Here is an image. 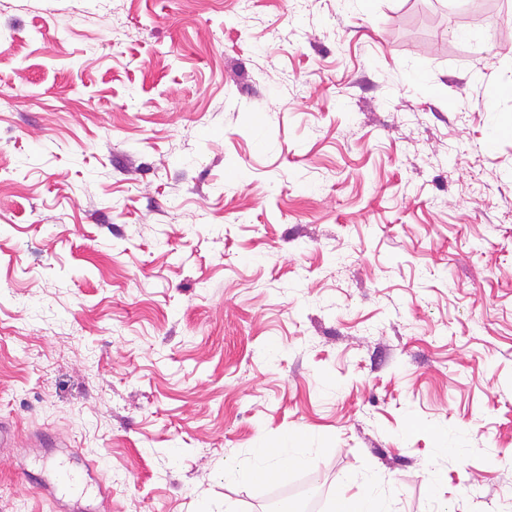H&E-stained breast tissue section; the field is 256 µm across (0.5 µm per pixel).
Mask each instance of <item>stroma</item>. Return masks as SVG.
Instances as JSON below:
<instances>
[{"mask_svg":"<svg viewBox=\"0 0 512 512\" xmlns=\"http://www.w3.org/2000/svg\"><path fill=\"white\" fill-rule=\"evenodd\" d=\"M460 8L0 0V512H61L46 434L107 512H512V9ZM281 459L301 463L306 459L304 448L296 441H284L279 448L259 449L253 452L248 464L247 473L254 477H267L276 474V463ZM60 452L61 456L55 455L53 457L42 458L43 466L51 461L52 466L49 471L56 473L55 483H50L42 480L39 473L26 470L23 476L26 480L35 483L41 490L46 492L49 497L56 502H63V498L68 495L82 479H86L89 483H94L97 486L98 495L102 497L105 502L109 497L108 488L103 485L97 476L98 462L88 459L80 454L78 448H68ZM79 466H77L75 463ZM73 466L77 467L74 469Z\"/></svg>","mask_w":512,"mask_h":512,"instance_id":"1","label":"stroma"}]
</instances>
